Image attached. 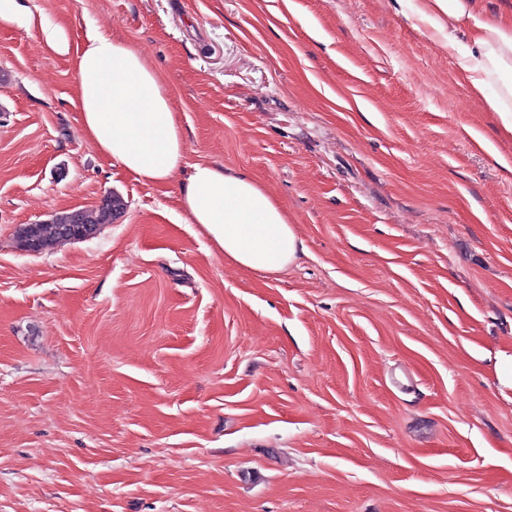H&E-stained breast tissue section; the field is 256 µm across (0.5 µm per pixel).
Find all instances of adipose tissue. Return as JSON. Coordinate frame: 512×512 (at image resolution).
Segmentation results:
<instances>
[{
	"label": "adipose tissue",
	"mask_w": 512,
	"mask_h": 512,
	"mask_svg": "<svg viewBox=\"0 0 512 512\" xmlns=\"http://www.w3.org/2000/svg\"><path fill=\"white\" fill-rule=\"evenodd\" d=\"M414 12L456 49L458 31L471 47L457 60L473 92L512 132V21L487 19L473 0H409ZM47 43L74 52L75 103L96 148L145 183H167L187 171L179 203L225 257L241 269L276 273L297 260L302 242L281 205L247 172L188 164L186 141L169 92L137 47L92 29L71 48L62 28L44 27Z\"/></svg>",
	"instance_id": "ef3b65f1"
}]
</instances>
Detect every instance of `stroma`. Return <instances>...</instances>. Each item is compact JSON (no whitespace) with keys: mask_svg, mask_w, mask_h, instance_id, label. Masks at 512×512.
<instances>
[{"mask_svg":"<svg viewBox=\"0 0 512 512\" xmlns=\"http://www.w3.org/2000/svg\"><path fill=\"white\" fill-rule=\"evenodd\" d=\"M0 23V512H512V133L406 0H17ZM70 45L134 44L187 161L305 251L240 269L94 147ZM110 193L87 240L15 237Z\"/></svg>","mask_w":512,"mask_h":512,"instance_id":"stroma-1","label":"stroma"}]
</instances>
